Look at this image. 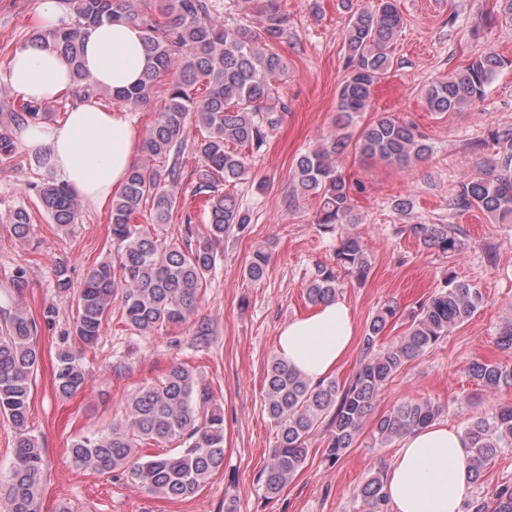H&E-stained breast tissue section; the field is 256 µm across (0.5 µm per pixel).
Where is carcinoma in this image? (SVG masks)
I'll use <instances>...</instances> for the list:
<instances>
[{
    "mask_svg": "<svg viewBox=\"0 0 512 512\" xmlns=\"http://www.w3.org/2000/svg\"><path fill=\"white\" fill-rule=\"evenodd\" d=\"M143 0H67L69 25L32 32L27 43L52 48L73 69L76 96H109L129 108L148 104L158 86H165L162 108L155 113L142 142V158L129 170L118 195L112 197L110 234L117 245L116 261L92 268L78 289H71L65 264L56 266L57 289L72 295V326L59 336L54 357L56 391L68 397L87 383L83 353L99 343L104 326L118 305L125 326L142 336L189 323L202 290L215 270L217 247L233 229L251 223L228 187L250 179L253 155L268 143L283 120L273 79L287 68L279 44L288 40L279 0H265L261 26L231 29L215 13L212 0H156L157 12ZM345 16L341 39L347 75L337 92V109L345 124L368 111L374 87L394 66L392 46L404 28L396 0H375L359 7L354 0H337ZM126 20L138 25L152 65L139 83L113 91L96 83L81 65L82 40L93 26ZM512 60L487 53L470 58L459 70L425 89L431 112L461 111L483 100L497 72ZM43 104L25 100L0 126V164L20 153L15 131L47 119ZM200 136L188 141L189 129ZM491 162L475 176L451 188L449 206L455 212L477 209L492 224H512V128L497 131ZM349 136L333 134L300 154L291 168L292 182L302 195L319 199L316 224L334 233L355 223L353 195L361 186L344 176L336 157L348 147ZM363 156L400 169H412L432 154L428 137L413 122L381 114L361 130L352 144ZM191 147L201 161L193 195L207 208L206 233L199 236L185 216L181 239L163 235L178 203L183 180V155ZM45 172L41 184L30 187L53 223L67 231L79 222L80 202L52 174L48 155L36 157ZM151 223H136L143 206ZM18 238L28 236V209L9 211ZM407 231L419 244L442 255L461 249L454 224H410ZM336 267L348 276L365 278L371 268L368 251L353 233L339 235ZM269 254L253 253L246 267L252 281L264 277ZM342 283L332 268L320 267L305 288V298L318 305L336 297ZM482 292L453 274L402 314L388 303L372 318L363 338L364 358L347 379L328 377L313 382L278 357L266 373L265 410L277 441L260 480L265 495H279L304 468L308 443L328 431L327 456L336 461L362 436L373 401L409 362L423 355L483 305ZM402 321V336L379 343L391 323ZM38 325L17 308L0 325V417L17 430L4 495L8 512H41L44 483L43 448L27 430L31 388L40 361ZM488 407L466 420L462 433L472 458V483L482 481L484 468L495 456L512 452V403L495 400L512 390V363L478 359L467 369ZM440 409L428 400H404L372 423L374 444L384 447L406 433L433 423ZM175 446L173 453L144 449ZM72 461L96 472L122 471L142 489L167 498L199 492L224 466V411L183 364L172 365L155 383L133 391L124 415L100 432L74 440ZM385 477L370 474L353 493L356 512H388ZM467 512H512V485H500L467 503Z\"/></svg>",
    "mask_w": 512,
    "mask_h": 512,
    "instance_id": "1",
    "label": "carcinoma"
}]
</instances>
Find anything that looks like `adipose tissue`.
Returning <instances> with one entry per match:
<instances>
[{"mask_svg":"<svg viewBox=\"0 0 512 512\" xmlns=\"http://www.w3.org/2000/svg\"><path fill=\"white\" fill-rule=\"evenodd\" d=\"M149 64L138 26L111 22L90 29L83 65L111 89L135 84ZM5 78L22 98L50 102L69 91L68 62L53 50L29 45L9 58ZM32 151L48 150L58 180L83 201L103 204L119 193L142 145L138 128L122 113L90 101L75 104L62 121L40 122L18 130ZM357 340L350 306L336 298L286 323L277 354L310 380L331 376ZM472 478L470 453L460 431L431 424L401 439L386 475L392 512H462Z\"/></svg>","mask_w":512,"mask_h":512,"instance_id":"1","label":"adipose tissue"}]
</instances>
